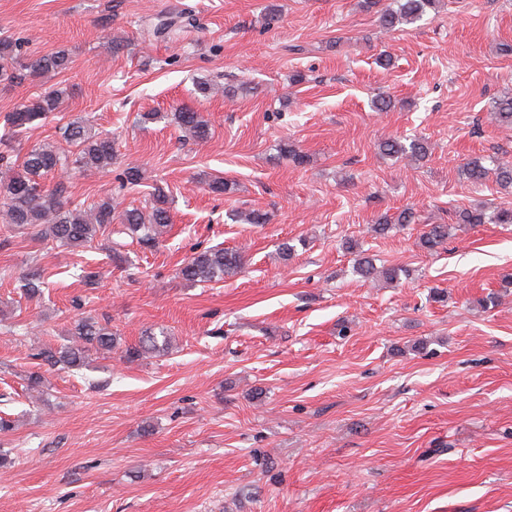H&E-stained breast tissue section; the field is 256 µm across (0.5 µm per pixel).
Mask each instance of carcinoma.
<instances>
[{
	"mask_svg": "<svg viewBox=\"0 0 512 512\" xmlns=\"http://www.w3.org/2000/svg\"><path fill=\"white\" fill-rule=\"evenodd\" d=\"M438 0H395V7L380 13L381 26L392 30L402 24H413L420 20L428 10L435 8ZM22 44L9 36L0 37V81L20 83L25 75L8 71ZM71 59L68 53L58 51L30 59L26 69L29 74L50 81L70 69ZM65 92L50 88L48 91L28 98L20 103L7 116V132L0 135V144L11 147L12 139L20 133L41 125L50 114L60 109ZM492 112L501 124L512 125V95H504L494 101ZM174 121L188 132L196 142L206 141L211 128L204 116L188 105H181L172 112ZM63 139L73 147L66 154L46 145H34L25 154L18 169L11 175L0 179V215L5 223L17 227L30 226L36 229V235L44 241L66 247H86L94 242L97 235L106 230L114 221L112 198L106 196L94 206L84 207L65 197L66 189L56 184L52 189L44 188V182L53 178L59 171H105L112 168V136L96 132L81 121H71L62 127ZM382 155L401 159L410 157L416 161L428 156L429 148L425 140L415 138L408 143L397 137L388 138L379 144ZM494 173L498 185L504 189L512 188V166L501 165L490 170L483 159L471 160L463 169L465 178L473 184L482 183L489 173ZM167 200L162 188H156V203L149 214L138 208L127 209L120 216V224L135 235L137 243L146 249L158 244V235L170 222ZM413 212L405 209L395 220L384 216L376 224L375 232L385 235L392 224H409ZM458 224H512V209L487 212L483 206L460 210L456 215ZM451 226L433 224L420 238V245L427 251H433L446 243ZM243 267V256L236 250L206 248L196 251L180 267V275L189 283L217 282L231 276ZM402 269L395 266L378 267L374 258L362 256L358 259L356 273L364 279L381 278L388 283L399 280ZM71 340L58 348H46L38 357L51 367L64 366L76 368L84 365L90 353L110 352L117 345L116 334L106 325L92 317H83L74 323L70 332ZM169 344V338L158 339L150 334L145 336L139 346L126 349L129 360H138L152 354Z\"/></svg>",
	"mask_w": 512,
	"mask_h": 512,
	"instance_id": "obj_1",
	"label": "carcinoma"
}]
</instances>
